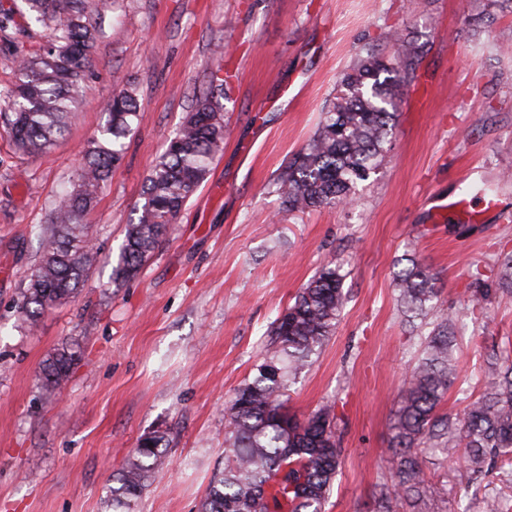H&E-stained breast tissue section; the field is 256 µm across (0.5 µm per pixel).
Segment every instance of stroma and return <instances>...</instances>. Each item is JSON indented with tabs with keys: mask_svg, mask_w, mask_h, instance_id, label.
<instances>
[{
	"mask_svg": "<svg viewBox=\"0 0 512 512\" xmlns=\"http://www.w3.org/2000/svg\"><path fill=\"white\" fill-rule=\"evenodd\" d=\"M0 4L15 10V38L0 37L6 89L49 29L21 0ZM86 12L97 40L65 135L47 154L24 155L0 127V512H112L114 474L155 431L167 436L166 458L134 512H199L224 466L230 399L266 353L271 323L329 262L348 302L288 405L307 415L343 404L342 468L324 510L371 512L376 485L395 482L390 424L420 344L398 302L397 259L436 275L438 309L462 328L445 413L461 417L480 396L489 356L512 357V292L497 280L512 253V12L485 0H86ZM395 29L422 44L423 59L390 150L351 205L283 211L282 165L316 130L358 49H386ZM221 63L236 73L224 149L140 275L113 284L145 179ZM117 88L135 96L140 119L84 218L99 260L75 301L28 325L18 303L39 234L75 186L80 151ZM433 200L465 201L479 219L432 218ZM71 340L80 357L70 381L45 398L38 371ZM424 471L444 492L442 512L512 505L510 465L478 476L471 493L448 464Z\"/></svg>",
	"mask_w": 512,
	"mask_h": 512,
	"instance_id": "35a3bbf8",
	"label": "stroma"
}]
</instances>
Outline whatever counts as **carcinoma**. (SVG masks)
I'll return each mask as SVG.
<instances>
[{"mask_svg":"<svg viewBox=\"0 0 512 512\" xmlns=\"http://www.w3.org/2000/svg\"><path fill=\"white\" fill-rule=\"evenodd\" d=\"M35 20L48 25L47 44L20 62L11 91L12 111L3 119L21 153L50 149L67 130L70 104L82 82L96 42L83 0H24ZM390 51L370 43L343 73L326 100L313 135L281 168L275 180L280 205L288 211L335 208L354 198L391 145L390 136L404 97L414 88L422 46L399 34L387 36ZM230 72L210 73L178 133L147 176L144 202L125 225V240L112 282L137 278L177 222L188 200L206 180L224 146V100ZM101 135L83 150L74 190L60 199L52 229L42 237L41 255L22 292L18 312L35 325L58 304L77 297L98 248L88 237L83 216L122 159V144L139 118L132 93L115 91L105 107ZM401 307L424 333L420 358L401 388L391 424L390 468L396 481L380 490L375 512H436L439 490L424 478L423 449L449 462L464 445L466 468L460 484L469 488L491 461H512V365L488 367L485 392L452 421L440 413L458 377L455 319L434 320L438 289L434 275L414 258L397 271ZM347 303L343 275L328 263L297 292L293 304L271 324L267 355L234 394L224 435V469L211 482L200 512H322L341 466L337 415L327 404L301 418L282 400L296 375L336 329ZM79 352L65 342L43 362L41 388L50 398L64 388ZM167 438L156 431L141 439L122 465L112 488L113 512H133L136 501L165 459Z\"/></svg>","mask_w":512,"mask_h":512,"instance_id":"1","label":"carcinoma"}]
</instances>
